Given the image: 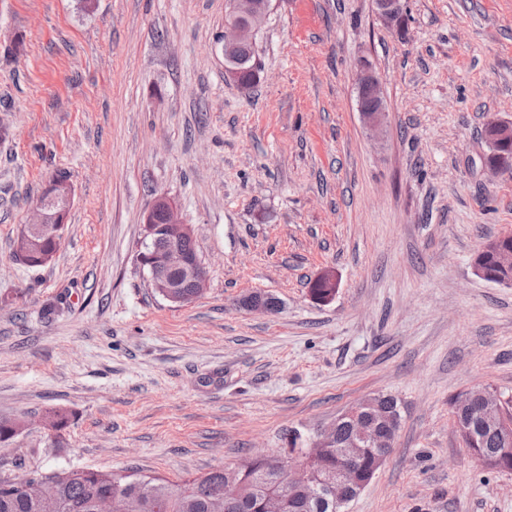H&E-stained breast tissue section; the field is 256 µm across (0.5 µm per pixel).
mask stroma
Instances as JSON below:
<instances>
[{
  "label": "stroma",
  "instance_id": "35a3bbf8",
  "mask_svg": "<svg viewBox=\"0 0 512 512\" xmlns=\"http://www.w3.org/2000/svg\"><path fill=\"white\" fill-rule=\"evenodd\" d=\"M404 7L398 29L374 0H272L245 90L224 74L229 0H0V417L26 422L0 478H193L389 394L400 429L348 512H512V472L471 456L450 405L475 386L512 404V287L473 266L512 234V173L485 166L488 125L512 124V0ZM60 172L61 247L25 266L14 241ZM160 194L208 270L185 304L138 260ZM255 293L276 310L244 307ZM357 76L358 112L361 114L364 125L371 129L382 131L386 118V106L381 90V79L365 59H360L355 64ZM363 96L379 100L376 108L368 109L363 104ZM68 417L66 411L50 409L45 414V426L51 433L49 438L54 447H61L64 443V430L67 427Z\"/></svg>",
  "mask_w": 512,
  "mask_h": 512
}]
</instances>
